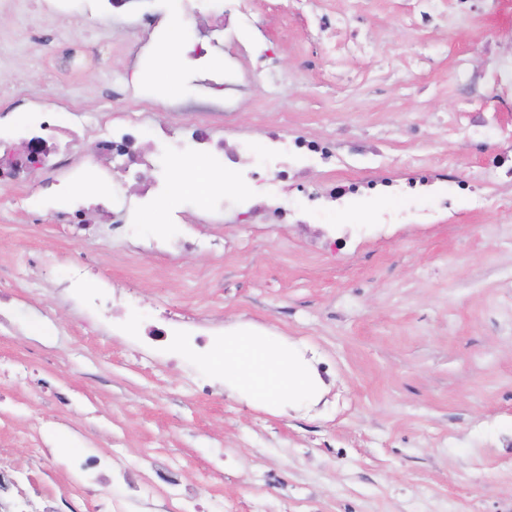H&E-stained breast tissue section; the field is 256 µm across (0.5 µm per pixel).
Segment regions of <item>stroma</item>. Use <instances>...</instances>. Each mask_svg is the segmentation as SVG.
<instances>
[{
  "mask_svg": "<svg viewBox=\"0 0 512 512\" xmlns=\"http://www.w3.org/2000/svg\"><path fill=\"white\" fill-rule=\"evenodd\" d=\"M276 17L257 11L241 37L253 51L277 43L270 74L233 99V128L261 160L272 113L291 133L377 143L368 166L345 153L337 178L445 163L484 188L481 206L448 189L445 224H395L377 235L360 225L349 251L318 250L313 235L332 223L197 224V249L156 251L150 239L182 232L170 209L193 212L224 201L223 185L180 192L142 223L115 236L105 224L72 237L64 224H32L45 211L40 178L25 188L0 183V265L36 254L43 265L8 289L10 324L0 329V423L25 441L0 440L17 463L32 448L53 451L57 486L74 483L78 454H112L113 470L147 472V450L180 468L183 488L203 512H512V211L499 207L512 183L485 154L461 149L464 136L488 151L512 141V0H470L429 27L411 24L415 0H335L338 31L357 19L363 50L333 75L304 74L317 27H298L287 0ZM224 0H155L163 22L150 38L119 28L72 0L52 16L32 0H0V126L33 97L62 93L84 114L77 144L91 158L98 119L116 84L132 78L125 109L171 100L182 107L223 93L201 72L230 61L214 51L206 68L170 40L181 18L192 39L201 15ZM81 46L94 67L61 79L58 50ZM166 78H159L161 67ZM130 288L132 318L153 322L168 306L210 323L253 327L303 349L327 372L321 400L272 412L229 395L205 358L167 353L83 318L62 288L65 267ZM210 391L197 393L200 380Z\"/></svg>",
  "mask_w": 512,
  "mask_h": 512,
  "instance_id": "obj_1",
  "label": "stroma"
}]
</instances>
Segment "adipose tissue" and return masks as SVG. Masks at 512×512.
Masks as SVG:
<instances>
[{"instance_id": "ef3b65f1", "label": "adipose tissue", "mask_w": 512, "mask_h": 512, "mask_svg": "<svg viewBox=\"0 0 512 512\" xmlns=\"http://www.w3.org/2000/svg\"><path fill=\"white\" fill-rule=\"evenodd\" d=\"M211 363L223 370L225 388L269 409L316 400L323 387L305 356L244 327L225 334Z\"/></svg>"}]
</instances>
